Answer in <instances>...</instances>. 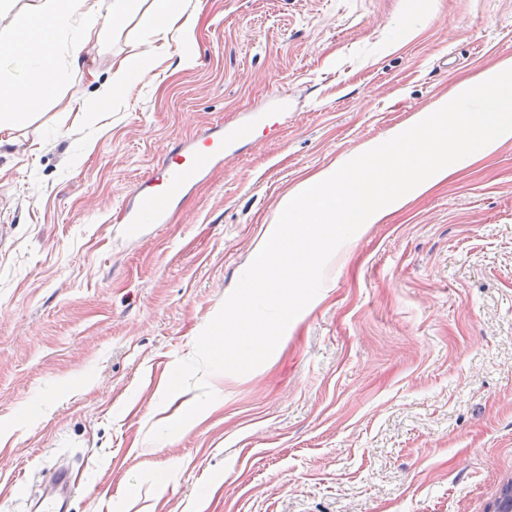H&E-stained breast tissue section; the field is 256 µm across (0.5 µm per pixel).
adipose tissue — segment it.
<instances>
[{
    "label": "adipose tissue",
    "instance_id": "1",
    "mask_svg": "<svg viewBox=\"0 0 512 512\" xmlns=\"http://www.w3.org/2000/svg\"><path fill=\"white\" fill-rule=\"evenodd\" d=\"M138 16L139 50L113 61L106 76L90 75L97 86V98L112 101L141 82L147 70L144 50L164 41L169 32H177L182 41H190L197 23L195 14L173 6L172 0H26L16 6L14 0H0V32L16 42L23 22L52 21L49 33L34 30L26 34L23 47L12 48L0 57V145L12 129L18 115L34 104L36 97H48L57 86V62L79 70L82 53L91 43L111 41L118 22ZM39 88L31 96L30 88Z\"/></svg>",
    "mask_w": 512,
    "mask_h": 512
}]
</instances>
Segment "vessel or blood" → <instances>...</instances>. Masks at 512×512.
<instances>
[{
    "label": "vessel or blood",
    "mask_w": 512,
    "mask_h": 512,
    "mask_svg": "<svg viewBox=\"0 0 512 512\" xmlns=\"http://www.w3.org/2000/svg\"><path fill=\"white\" fill-rule=\"evenodd\" d=\"M289 107L288 96L282 93L272 99L268 111L249 114L178 144L166 154L157 173L148 177L122 206L120 223L131 230L144 224L170 223L177 206L213 167L223 162L225 155L237 144L255 137L258 129H274L272 113L287 112ZM72 488L70 472L56 470L50 489L39 500L38 512H65Z\"/></svg>",
    "instance_id": "obj_1"
}]
</instances>
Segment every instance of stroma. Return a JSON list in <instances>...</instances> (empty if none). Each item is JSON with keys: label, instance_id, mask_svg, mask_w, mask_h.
Listing matches in <instances>:
<instances>
[{"label": "stroma", "instance_id": "stroma-1", "mask_svg": "<svg viewBox=\"0 0 512 512\" xmlns=\"http://www.w3.org/2000/svg\"><path fill=\"white\" fill-rule=\"evenodd\" d=\"M192 44L125 98L60 67L0 146V512L73 464L72 512H490L512 482V144L356 239L279 353L164 391L283 196L512 59V0H181ZM413 23L415 34L400 30ZM137 21L88 48L106 74ZM288 93L174 223L113 215L167 147ZM89 153H82L84 144ZM27 414L17 424L19 414Z\"/></svg>", "mask_w": 512, "mask_h": 512}]
</instances>
